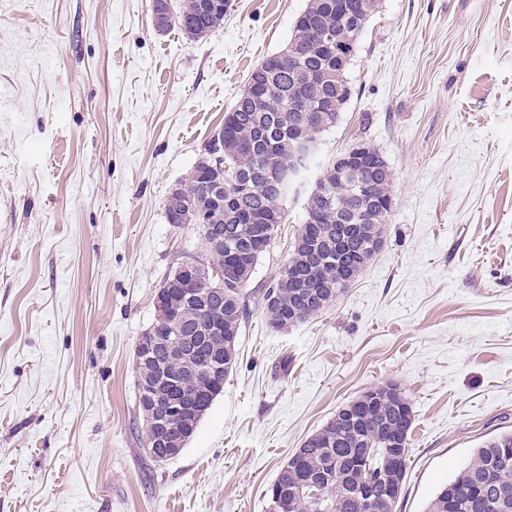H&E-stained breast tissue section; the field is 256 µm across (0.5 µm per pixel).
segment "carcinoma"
Masks as SVG:
<instances>
[{
  "mask_svg": "<svg viewBox=\"0 0 512 512\" xmlns=\"http://www.w3.org/2000/svg\"><path fill=\"white\" fill-rule=\"evenodd\" d=\"M229 0H182L176 14L157 17V27L177 26L185 37L199 40L224 22ZM378 8V0H308L298 16L288 45L263 60L250 74L244 92L230 111L210 166L196 163L187 179L171 189L165 213L170 224L208 226L213 233L231 230L237 246L247 249L267 225L283 223L288 193L308 168L293 167L288 125L299 120L300 103L308 117L306 132L313 140L336 124L350 90L345 72L358 37ZM323 39L342 47L344 57L319 47ZM335 104L331 111L328 105ZM356 176L362 196L354 195L349 179L332 163L308 194L306 213L318 223L300 233L277 278L266 288L247 292L258 251L245 265L226 261L223 249L207 250L206 266L224 272V288L206 295L205 303L190 307L176 335L193 345L192 355L167 364L165 350L136 362V387L152 383L165 365L173 378L194 365L197 383L179 389L196 408L207 411L224 389L236 364L241 324L250 306L259 308L277 330L302 323L324 310L356 280L384 243L393 208L394 174L387 161L371 149L359 161ZM222 188L224 204L214 201ZM345 224L362 225L349 252L336 250V235ZM312 275L321 301L307 300L304 282ZM224 314L218 332L207 333L206 320ZM224 357V368L210 373L200 356ZM413 423L411 405L392 383L375 386L361 398L340 407L334 417L305 439L288 463L281 466L267 489L268 504L285 512H396L407 479V453ZM400 459L394 460V449ZM374 477L377 493L361 498L359 481ZM427 512H512V432H503L474 451L470 463L442 487Z\"/></svg>",
  "mask_w": 512,
  "mask_h": 512,
  "instance_id": "obj_1",
  "label": "carcinoma"
}]
</instances>
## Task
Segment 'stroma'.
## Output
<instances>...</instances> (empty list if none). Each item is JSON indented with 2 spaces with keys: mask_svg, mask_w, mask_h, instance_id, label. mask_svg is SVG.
<instances>
[{
  "mask_svg": "<svg viewBox=\"0 0 512 512\" xmlns=\"http://www.w3.org/2000/svg\"><path fill=\"white\" fill-rule=\"evenodd\" d=\"M306 5L230 0L192 42L156 29L153 0H0V512H267L296 448L382 383L414 414L397 512H426L512 430V0H380L313 166L382 154L384 245L305 323L251 310L186 448L146 458L136 345L165 276L206 250L166 198ZM313 186L250 288L287 262Z\"/></svg>",
  "mask_w": 512,
  "mask_h": 512,
  "instance_id": "stroma-1",
  "label": "stroma"
}]
</instances>
